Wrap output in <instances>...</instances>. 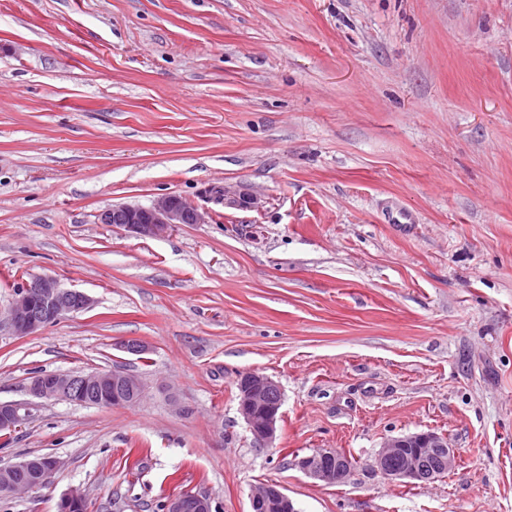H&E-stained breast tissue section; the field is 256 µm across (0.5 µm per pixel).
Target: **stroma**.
Listing matches in <instances>:
<instances>
[{"mask_svg": "<svg viewBox=\"0 0 512 512\" xmlns=\"http://www.w3.org/2000/svg\"><path fill=\"white\" fill-rule=\"evenodd\" d=\"M165 194L206 223L98 221ZM36 274L95 304L0 328V401L39 370L120 368L148 393L36 401L0 465L61 468L0 512L73 487L88 512L184 490L249 512L264 483L297 512H512V0H0V308ZM252 370L283 392L266 448L237 412ZM429 430L455 470H375ZM320 448L353 456L345 483L292 466ZM216 191L218 201L224 202V207L255 209L261 206V201L256 195L245 192L237 193L226 186H218ZM409 448H413L410 450ZM424 455L420 466V458ZM396 457L401 461L400 466L394 465ZM437 461H436V459ZM456 449L450 448L448 441L432 431L413 433L387 440L383 449L375 457V468L385 478L397 480L405 484H420L434 480L450 472L456 465Z\"/></svg>", "mask_w": 512, "mask_h": 512, "instance_id": "1", "label": "stroma"}]
</instances>
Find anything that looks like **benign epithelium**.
Instances as JSON below:
<instances>
[{
	"instance_id": "7a95c632",
	"label": "benign epithelium",
	"mask_w": 512,
	"mask_h": 512,
	"mask_svg": "<svg viewBox=\"0 0 512 512\" xmlns=\"http://www.w3.org/2000/svg\"><path fill=\"white\" fill-rule=\"evenodd\" d=\"M218 201L226 207L255 209L260 199L250 193L236 192L226 186L216 187ZM206 213L176 194L156 199L150 206L118 205L98 215L101 224H115L135 236L163 237L180 224H203ZM93 300L85 293L65 289L49 275H34L20 283L7 310V323L16 336H28L69 313L90 308ZM119 348L131 355L142 357L150 346L137 339L124 340ZM81 386L104 395L107 406H130L141 401L145 384L133 373L114 369L92 371L74 375L70 372H36L31 377L28 393L39 400H70L71 390ZM237 410L252 432L255 443L265 447L275 441L282 418L283 399L255 424V410L267 405L271 393L282 394L280 385L272 378L253 371L240 373L236 379ZM30 405L23 402H0V434L16 432L28 420ZM431 455L438 461L437 468L425 471L420 458ZM456 449L432 431L413 433L387 440L375 457V468L385 478L405 484H420L434 480L451 471L456 465ZM295 467L311 479L325 484L344 483L351 475L349 457L334 448L295 457ZM60 468V461L45 455L38 462L35 479L26 484L15 479L17 464L0 465V496L15 497L32 493L52 484ZM84 492L72 489L61 495L57 512H68L71 506L85 501ZM251 512H296L292 500L276 484H264L250 496ZM165 512H212V503L206 496L185 491L170 496Z\"/></svg>"
}]
</instances>
